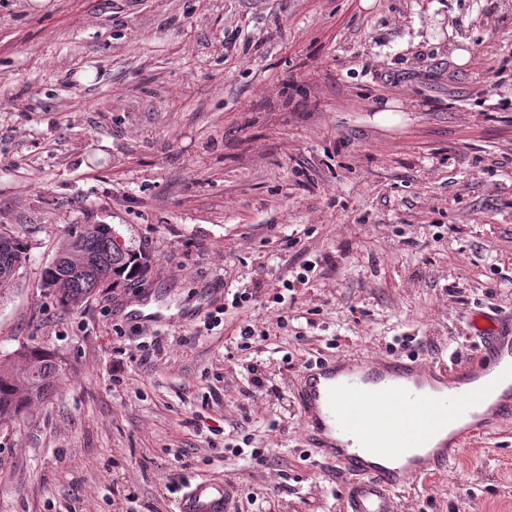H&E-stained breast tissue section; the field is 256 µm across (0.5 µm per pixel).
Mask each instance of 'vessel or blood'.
<instances>
[{"label":"vessel or blood","mask_w":512,"mask_h":512,"mask_svg":"<svg viewBox=\"0 0 512 512\" xmlns=\"http://www.w3.org/2000/svg\"><path fill=\"white\" fill-rule=\"evenodd\" d=\"M468 364L399 356L312 362L296 395L308 441L346 476L344 512H395L405 489L449 471L465 441L512 421V320L474 313ZM235 484L203 478L174 512H232Z\"/></svg>","instance_id":"b4317fda"}]
</instances>
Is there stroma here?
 Here are the masks:
<instances>
[{
  "label": "stroma",
  "mask_w": 512,
  "mask_h": 512,
  "mask_svg": "<svg viewBox=\"0 0 512 512\" xmlns=\"http://www.w3.org/2000/svg\"><path fill=\"white\" fill-rule=\"evenodd\" d=\"M361 2L0 0V230L29 245L0 360L62 366L0 422V512H169L203 477L244 481L257 512H343L302 430L305 361L469 362L470 316L512 317V74L491 72L512 0ZM75 224L111 225L148 271L67 312L41 273ZM305 259L285 325L270 301L201 302ZM146 288L175 323L127 319ZM245 320L268 337L241 352ZM257 361L275 393H249ZM398 512H512V423Z\"/></svg>",
  "instance_id": "35a3bbf8"
}]
</instances>
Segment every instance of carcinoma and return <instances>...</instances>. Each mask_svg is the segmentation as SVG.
<instances>
[{
  "instance_id": "carcinoma-1",
  "label": "carcinoma",
  "mask_w": 512,
  "mask_h": 512,
  "mask_svg": "<svg viewBox=\"0 0 512 512\" xmlns=\"http://www.w3.org/2000/svg\"><path fill=\"white\" fill-rule=\"evenodd\" d=\"M113 227L95 234L90 226L77 224L68 231L56 255L77 254L81 273L73 275L54 267L52 281L42 288L64 310H74L100 294L103 289L144 276L148 265L142 254L127 246L120 250L111 237ZM27 243L10 236L8 246L0 249V270L22 267ZM20 368L0 362V416H18L45 399L56 387L61 365L56 356L37 347H22L16 353Z\"/></svg>"
}]
</instances>
